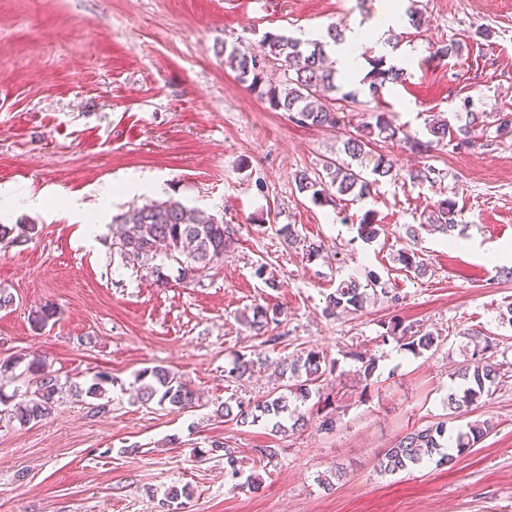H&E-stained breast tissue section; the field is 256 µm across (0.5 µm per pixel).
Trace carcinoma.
Wrapping results in <instances>:
<instances>
[{"instance_id":"1","label":"carcinoma","mask_w":512,"mask_h":512,"mask_svg":"<svg viewBox=\"0 0 512 512\" xmlns=\"http://www.w3.org/2000/svg\"><path fill=\"white\" fill-rule=\"evenodd\" d=\"M343 41L344 31L336 25L328 28L319 40H302L267 32L254 51L241 53L233 47L224 51V57L240 82L249 84L267 99L272 108L287 112L295 124L334 127L339 123L336 116L338 98L334 97L339 87L336 85V71L326 66L325 55L327 47ZM270 60L280 62L283 67L284 84L268 80L267 62ZM369 65L371 69L365 75L364 83L368 84L369 93L375 98L386 84L405 80V69L387 64L383 55L369 59ZM466 116V123L456 128L449 126L446 120L432 123L427 128L429 139L423 141L394 126L387 113L380 112L374 125L361 132L350 133L343 140L346 158L325 161L322 175L318 173L311 177L305 172L298 175V191L310 195L312 201L318 204L329 203L339 196H349L354 201L363 200L371 196L372 186L392 175V164L383 156L378 157L373 166L366 165L365 160L372 153L373 141L387 142L402 138L418 153L441 144L459 150L467 149L474 144L476 132H486L487 125L479 112H468ZM458 216L455 203L444 199L427 217L426 227L430 232L446 235L454 230ZM112 223L119 226L118 233L112 237V244L121 261L146 271L161 284L167 283L168 275L164 272V264L157 262L159 251H165L166 258L178 264V279L186 281L223 261L224 253L234 242V229L216 215L191 209L172 198L133 206L113 216ZM38 233L37 225L24 220L0 224V243H26ZM357 233L367 242L379 236L380 228L374 223L372 211L365 212ZM415 254V249L403 248L397 252L395 261L403 269L422 276L426 268L416 261ZM377 291L384 297H390L393 302L398 300L396 295L389 294L380 277L372 271L366 274L363 281L354 277L343 279L328 296L327 312L360 311L370 299V293ZM57 315L54 306L45 304L32 313L30 324L33 329L40 331ZM280 316L278 309L257 304L244 312L242 319L255 335L263 336L271 325L279 324ZM390 339L413 352L436 349L443 342L440 336L430 331L407 327L397 321L387 324L385 333L381 335L383 343ZM495 353L497 343L493 342V337L487 336L481 350L473 353L470 362L458 369L457 378L463 381L464 388L460 393L448 394L449 411L457 413L469 407L499 383L502 365L495 359ZM22 362L26 363V374L33 390L26 392L17 403L14 396L0 392V404L14 402L12 418L22 423H37L51 415L63 393V384L38 358L27 362L21 356L8 358L0 362V373L9 372ZM255 366V360L238 354L228 376L242 379L254 372ZM278 367L284 381L281 389L254 403L231 396L216 409L215 415L242 426L264 418L273 422V429L277 433L287 432L282 423L284 417L291 422V430L303 427L306 416L301 407L314 397L321 398L322 377L334 365L328 364L324 351L309 348L292 359L282 358ZM136 382L137 399L145 405L155 402L177 412L195 407V391L163 366L142 369L136 375ZM110 383L112 376L103 371L97 373L91 382L84 385L75 383L72 388L78 394L99 400L105 396L106 385ZM492 428V423L488 421H477L468 425L467 430H460L451 436L447 422L439 420L401 437L384 454L380 470L395 474L420 464L426 457L436 455L442 462L449 463L455 456L471 451L491 433ZM211 450L224 451L225 474L231 477L238 475V458L234 452L223 449L219 443L211 444Z\"/></svg>"}]
</instances>
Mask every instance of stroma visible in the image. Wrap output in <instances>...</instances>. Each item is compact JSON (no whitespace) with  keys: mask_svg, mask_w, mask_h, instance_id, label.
I'll list each match as a JSON object with an SVG mask.
<instances>
[{"mask_svg":"<svg viewBox=\"0 0 512 512\" xmlns=\"http://www.w3.org/2000/svg\"><path fill=\"white\" fill-rule=\"evenodd\" d=\"M416 6L421 27L398 14L368 45L405 68L406 82L375 98L362 81L337 76L349 96L339 125L304 128L238 81L223 47L256 46L267 32L373 25L381 0H0V222L28 218L39 228L31 242L0 243V289L14 298L0 310V360L45 359L63 382L100 371L115 380L103 415L73 393L38 423L0 411V512H165L173 485L188 493L182 512H512V329L496 326L512 303L504 275L512 139L423 155L403 142L379 144L392 175L361 201L318 205L295 183L341 155L345 136L380 112L421 139L428 122L464 124L465 98L490 122L512 112V0ZM450 40L459 52L434 57ZM427 167L439 171L436 181L410 182L409 171ZM171 197L223 216L236 235L223 262L161 287L123 265L112 218ZM446 198L461 213L457 229L423 233L425 275L401 270L392 256L405 246L402 225L420 224ZM369 210L383 230L368 244L356 226ZM288 224L298 235L292 245L279 233ZM261 265L278 288L256 276ZM370 271L398 304L381 297L326 316L338 281ZM47 303L58 315L34 331L31 313ZM256 304L281 310L272 330L279 343L240 321ZM393 319L442 336L441 346L414 354L380 342ZM486 330L499 333L506 375L471 410L449 416L454 373ZM311 347L335 365L322 390L335 429H321L310 403L306 427L282 435L264 420L215 417L230 396L267 395L279 359ZM237 353L260 364L233 381L225 371ZM362 356L378 363L367 382ZM155 365L186 381L198 406L177 413L137 402L135 375ZM485 419L493 431L453 464L432 459L393 475L378 468L412 430ZM215 441L239 458L237 477L226 476L223 453H211ZM262 448L276 457L260 458Z\"/></svg>","mask_w":512,"mask_h":512,"instance_id":"1","label":"stroma"}]
</instances>
